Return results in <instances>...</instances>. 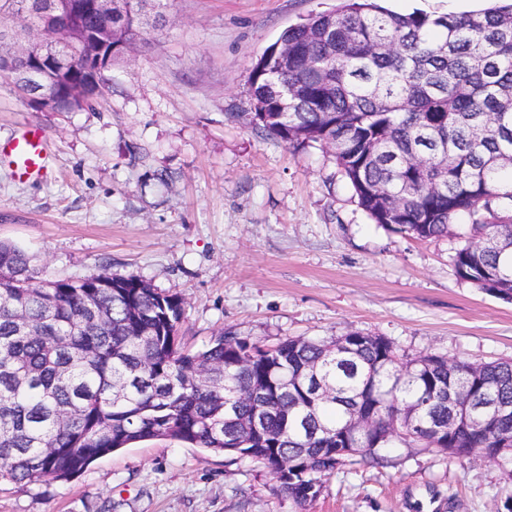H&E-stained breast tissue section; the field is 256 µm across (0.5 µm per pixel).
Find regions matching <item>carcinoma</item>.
Listing matches in <instances>:
<instances>
[{"mask_svg": "<svg viewBox=\"0 0 512 512\" xmlns=\"http://www.w3.org/2000/svg\"><path fill=\"white\" fill-rule=\"evenodd\" d=\"M294 57L281 64L276 46ZM108 75L88 80L90 99ZM255 130L332 152L358 206L393 232L455 235L457 278L512 301V2L398 14L344 0L285 28L250 75ZM184 299L101 268L47 280L0 241V482L67 480L113 451L169 439L290 462L281 490L304 505L324 478L399 442L462 460L483 448L512 473V362L406 358L383 336L289 337L267 349L224 330L180 344ZM261 403L262 435L247 431ZM374 415L372 432L352 429ZM419 424L391 434L387 423ZM349 444L342 454L337 445Z\"/></svg>", "mask_w": 512, "mask_h": 512, "instance_id": "carcinoma-1", "label": "carcinoma"}]
</instances>
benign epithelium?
<instances>
[{"label":"benign epithelium","mask_w":512,"mask_h":512,"mask_svg":"<svg viewBox=\"0 0 512 512\" xmlns=\"http://www.w3.org/2000/svg\"><path fill=\"white\" fill-rule=\"evenodd\" d=\"M37 37L27 46L0 54V72L36 86L34 100L38 107L55 111L59 90L56 77L67 72H93L112 56L128 53L131 46L113 42V32L126 25L127 16L143 27V5L147 0H96L98 19L93 25L83 23L81 0H37Z\"/></svg>","instance_id":"obj_1"}]
</instances>
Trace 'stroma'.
<instances>
[{
  "instance_id": "obj_1",
  "label": "stroma",
  "mask_w": 512,
  "mask_h": 512,
  "mask_svg": "<svg viewBox=\"0 0 512 512\" xmlns=\"http://www.w3.org/2000/svg\"><path fill=\"white\" fill-rule=\"evenodd\" d=\"M339 0H153L151 25L112 64L93 107L32 108L0 76V141L38 130L43 176L0 163V240L44 278L99 268L180 295L182 343L230 329L265 346L362 331L400 354L512 360V303L459 281L457 238L374 224L319 145L253 128L249 75L283 29ZM490 0H386L408 14ZM298 505L249 458L176 441L122 448L68 481L0 485V512H512V477L479 456L395 446Z\"/></svg>"
}]
</instances>
